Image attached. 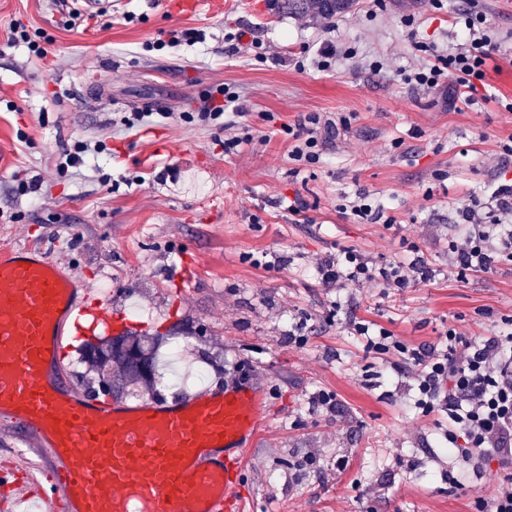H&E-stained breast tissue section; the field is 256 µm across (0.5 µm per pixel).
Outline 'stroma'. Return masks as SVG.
Masks as SVG:
<instances>
[{
    "mask_svg": "<svg viewBox=\"0 0 512 512\" xmlns=\"http://www.w3.org/2000/svg\"><path fill=\"white\" fill-rule=\"evenodd\" d=\"M465 5L387 0L373 17L369 0H357L327 21L282 12L275 0H207L190 14L112 0L97 20L70 26L47 0H0V246L43 248L110 318L73 337L60 386L80 392L87 367L77 348L89 337L158 332L165 340L143 399L230 384L264 397L267 420L240 476L242 512H477V500H491L493 476L449 487L447 413L416 408L409 369L368 350L355 330L363 323L422 349L448 326L489 337L512 317V264L462 279L448 251L457 209L486 193L497 143L512 136L501 105L512 99V66L454 108L444 92L399 75L421 64L414 41L458 43ZM128 12L135 22L123 21ZM14 24L51 38V54L39 61L25 45L7 46ZM188 28L205 29L206 42L152 49ZM237 30L261 42V56L225 41ZM326 38L356 46V60L298 68L305 47ZM219 84L238 94L253 135L235 154L224 152L221 121L188 118ZM127 112L150 118L127 130ZM309 112L351 125L298 173L282 127ZM78 140L107 149L59 169ZM359 192L394 223L345 212ZM294 199L305 204L297 214ZM347 248L376 266L422 257L429 276L411 288L325 285L318 263ZM299 322L301 346L288 340ZM319 391L335 395L334 410L313 407ZM1 472L19 483L0 484V512H25L58 475L21 426L2 422Z\"/></svg>",
    "mask_w": 512,
    "mask_h": 512,
    "instance_id": "1",
    "label": "stroma"
}]
</instances>
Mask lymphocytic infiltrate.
<instances>
[{
	"label": "lymphocytic infiltrate",
	"mask_w": 512,
	"mask_h": 512,
	"mask_svg": "<svg viewBox=\"0 0 512 512\" xmlns=\"http://www.w3.org/2000/svg\"><path fill=\"white\" fill-rule=\"evenodd\" d=\"M460 14L462 41L449 49L417 43L418 51L431 62L415 71H402L404 82L426 89L442 87L445 77L456 76L459 84L475 91L486 79V64L502 51L492 34L487 16L477 10L478 0ZM350 119L338 117L336 124L322 123L318 114L300 116L288 126L293 140L289 157L298 169L318 161L323 132L347 130ZM461 232L448 242L459 276L487 271L495 263H512V183L495 188L489 199L471 197L456 212ZM318 272L323 281L346 285L383 282L393 288H407L425 279L419 260L376 267L361 255L346 251L324 260ZM369 347L386 353L396 351L399 361L413 371L414 404L423 413L443 408L448 413V429L443 445L454 463L448 471L451 486H460L463 477L483 478L495 470L499 480L491 501L479 502V512H512V326L488 338H468L449 328L439 346L410 349L394 340L390 332L370 331L357 324Z\"/></svg>",
	"instance_id": "obj_1"
}]
</instances>
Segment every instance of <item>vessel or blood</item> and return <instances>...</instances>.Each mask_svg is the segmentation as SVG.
I'll list each match as a JSON object with an SVG mask.
<instances>
[{
    "instance_id": "obj_1",
    "label": "vessel or blood",
    "mask_w": 512,
    "mask_h": 512,
    "mask_svg": "<svg viewBox=\"0 0 512 512\" xmlns=\"http://www.w3.org/2000/svg\"><path fill=\"white\" fill-rule=\"evenodd\" d=\"M87 313L80 285L43 249L0 248V418L63 474L42 493L45 512H240L261 394L229 386L127 405L67 393L61 353Z\"/></svg>"
}]
</instances>
